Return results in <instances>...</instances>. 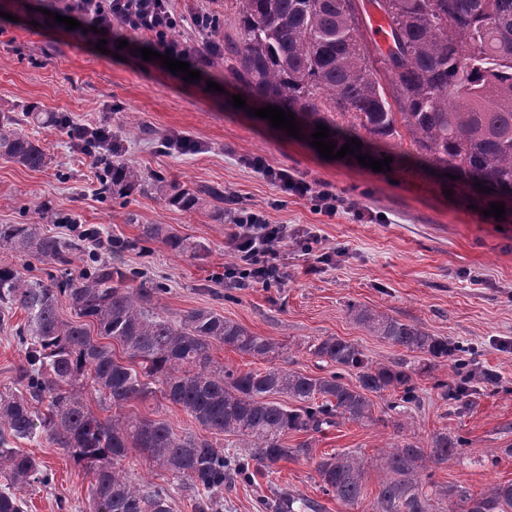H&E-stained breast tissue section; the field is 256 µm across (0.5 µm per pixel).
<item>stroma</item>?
I'll use <instances>...</instances> for the list:
<instances>
[{
    "instance_id": "stroma-1",
    "label": "stroma",
    "mask_w": 512,
    "mask_h": 512,
    "mask_svg": "<svg viewBox=\"0 0 512 512\" xmlns=\"http://www.w3.org/2000/svg\"><path fill=\"white\" fill-rule=\"evenodd\" d=\"M48 0H0V106L32 107L68 116L77 123L110 125L122 160L144 175L191 189L217 187L241 205L265 210L273 224L316 231L325 250L295 244L280 252L285 276L280 284L238 286L226 283L224 266L233 255L226 245L229 224L217 220L212 202L186 212L168 204L155 190L128 196L97 195L96 168L65 134L36 123L23 130L52 157L41 170L0 157V224H16L32 204L75 217V224L41 222L44 233L70 241L90 229L105 245L97 256L75 252L66 265L26 263L0 249V264L32 271L45 284L76 277L102 260L127 271H143L164 282L159 307L176 317L192 309H213L249 331L279 342L278 364L313 377L330 374L328 364L307 349L330 336L351 341L375 363H421V354L385 344L356 323V304L424 327L435 336L468 348L474 374L466 404L442 396L441 382L451 369L413 373L416 398L401 394L375 398L369 423L343 422L313 436L290 435L289 447L309 443V454L280 462L272 479L236 484L224 494V512H256L255 499L268 483L317 500L322 512H347L324 495L314 462L324 454L350 450L366 460L364 498L356 512H372L387 477L384 461L394 444L410 439L429 445L434 434L466 438L463 457L444 465L425 463L435 484L458 482L479 493L512 482V204L504 218L477 209L483 193L460 189L451 179L408 166L378 172L355 156L322 157L310 139L274 128L269 120L233 106L237 84L223 60H215L206 80L185 81L144 61V38L99 51L95 41L55 26L45 15ZM216 82L218 90L208 89ZM183 135L195 150L164 149V139ZM259 157L285 167L313 184L327 183L342 198L368 211L359 221L347 212L327 217L305 200L285 194L249 166ZM142 224H166L205 243L210 254L200 262L170 251L162 242H138ZM135 241V248L111 249L112 241ZM25 314L0 316V391L15 387L23 358L17 331ZM21 448L46 462L55 473L51 486L33 492L27 512H84L89 479L70 458L44 440L21 441Z\"/></svg>"
}]
</instances>
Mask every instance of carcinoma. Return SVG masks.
I'll use <instances>...</instances> for the list:
<instances>
[{"instance_id": "carcinoma-1", "label": "carcinoma", "mask_w": 512, "mask_h": 512, "mask_svg": "<svg viewBox=\"0 0 512 512\" xmlns=\"http://www.w3.org/2000/svg\"><path fill=\"white\" fill-rule=\"evenodd\" d=\"M384 16L391 44L363 37L366 17L358 0H240L236 37L224 44V63L246 93L264 105L290 111L311 133L321 124L337 147L356 138L382 149L406 138L420 169L453 171L458 186L476 183L495 200L512 201V0H368ZM44 127L71 134L65 115L30 113ZM0 155L28 169L51 163L18 128L12 109H0ZM140 170L112 161V187L127 195L148 187ZM202 198L190 188L169 202L185 210ZM139 240L160 241L172 251L204 260L209 249L164 224L140 225ZM39 262L69 263L75 245L41 232L36 223L0 224V248ZM127 273L102 262L53 288L0 265V308H19L27 322L25 346L13 391L0 392V512H25L27 496L53 483V470L16 444L42 438L64 449L90 477V512H171L174 493L194 512H224V488L253 484L278 473V464L308 455L309 442L290 448V432L320 433L342 421L372 419L370 395L415 390L405 361L374 363L354 343L327 337L308 345L311 355L336 367L310 377L275 364L281 346L257 336L212 309L172 319L157 309L165 287L142 275L134 288ZM67 296L77 319L59 314ZM350 315L392 347L429 357L420 372L454 358V384L446 395L468 396L467 361L448 340L397 318L352 305ZM117 342L124 357L117 358ZM264 360L268 366L234 371L214 362L215 345ZM356 383H347L346 375ZM158 392L182 408L203 435L178 434L165 422L125 414L134 401ZM94 395L105 417L87 402ZM296 403L288 408L279 401ZM227 436L235 440L224 444ZM468 441L440 432L430 450L415 441L394 445L388 478L373 512H433L420 462L440 465L461 458ZM136 449L170 484H140L124 461ZM364 458L351 451L315 462L320 490L353 508L364 497ZM448 512H512V482L474 494L450 483ZM257 512H319L318 504L274 485Z\"/></svg>"}]
</instances>
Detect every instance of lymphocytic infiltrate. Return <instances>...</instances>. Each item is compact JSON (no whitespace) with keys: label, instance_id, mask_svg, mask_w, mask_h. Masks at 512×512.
Wrapping results in <instances>:
<instances>
[{"label":"lymphocytic infiltrate","instance_id":"lymphocytic-infiltrate-1","mask_svg":"<svg viewBox=\"0 0 512 512\" xmlns=\"http://www.w3.org/2000/svg\"><path fill=\"white\" fill-rule=\"evenodd\" d=\"M58 13L75 18L83 28L102 29L107 40L119 31L145 36L153 51L187 62L193 70H206L221 53L216 38L219 15L198 9L184 16L173 10L171 0H64ZM184 26L196 32V39L178 38V29ZM250 164L283 192L310 200L317 213L333 217L344 205L329 184L312 185L288 169L268 167L256 158L251 159ZM227 218L232 226L229 245L235 259L225 266L224 279L233 284L267 287L279 282L283 277L279 265L282 245L291 240L309 251L319 242L310 232L290 237L287 225L269 223L263 211L257 208L231 207Z\"/></svg>","mask_w":512,"mask_h":512}]
</instances>
